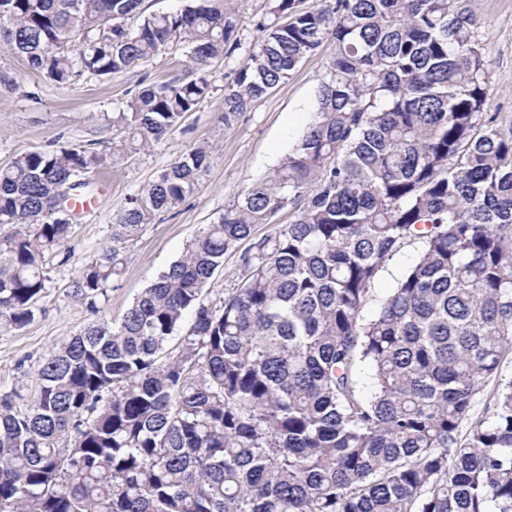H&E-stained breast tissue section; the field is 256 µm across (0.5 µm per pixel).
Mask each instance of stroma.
<instances>
[{"instance_id": "stroma-1", "label": "stroma", "mask_w": 512, "mask_h": 512, "mask_svg": "<svg viewBox=\"0 0 512 512\" xmlns=\"http://www.w3.org/2000/svg\"><path fill=\"white\" fill-rule=\"evenodd\" d=\"M478 20V37L488 59L489 95L485 110L512 124V0H463ZM266 0H238L241 47L232 57L212 60V91L161 144L129 157L120 166L90 174L97 191L87 199L82 218L61 253L67 261L50 268V282L34 320L21 328L0 327V393L19 390L33 397L37 369L51 348L79 332L94 315L120 318L136 298L207 224L255 183L265 179L291 152L318 108L319 79L332 46L323 44L288 79L242 113L232 125L220 120L224 85L263 33ZM0 74L12 88L0 86V168L24 152L89 146L111 148L119 139L112 115L142 87L178 83L188 76L184 46L169 43L153 59L100 77L88 72L63 87L49 85L25 57L0 52ZM208 142L210 161L196 192L178 209L160 214L142 232L127 255L123 276L91 313L74 299L69 285L112 234L129 197L145 188L194 144Z\"/></svg>"}]
</instances>
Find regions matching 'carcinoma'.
Masks as SVG:
<instances>
[{
  "instance_id": "cac0c4a2",
  "label": "carcinoma",
  "mask_w": 512,
  "mask_h": 512,
  "mask_svg": "<svg viewBox=\"0 0 512 512\" xmlns=\"http://www.w3.org/2000/svg\"><path fill=\"white\" fill-rule=\"evenodd\" d=\"M141 14L142 0H0V48L54 85L176 40L195 70L135 94L111 152L32 151L0 169V227H13L0 325L33 321L77 224L58 192L161 143L210 94V61L241 48L229 0L124 26ZM267 15L222 120L329 40L307 131L119 320L55 346L32 399L0 394V512H512V381L491 420L459 433L512 346V126L484 112L476 21L461 0H267ZM209 158L197 143L129 198L74 298L98 312L144 227L194 193ZM300 202L242 255L243 284L205 303L224 255ZM409 243L418 257L377 299Z\"/></svg>"
}]
</instances>
